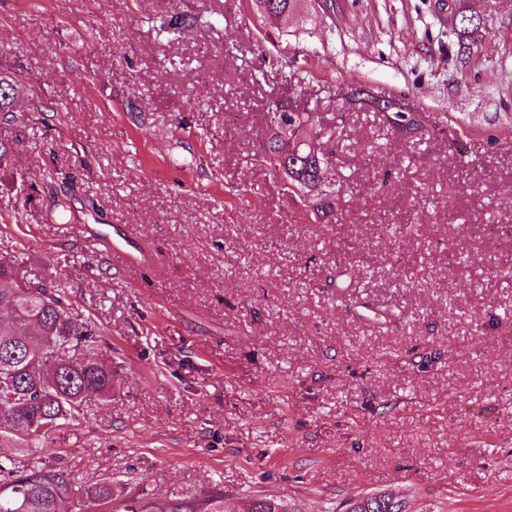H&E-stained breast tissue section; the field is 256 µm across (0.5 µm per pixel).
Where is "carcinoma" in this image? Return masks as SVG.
Returning <instances> with one entry per match:
<instances>
[{
  "label": "carcinoma",
  "instance_id": "carcinoma-1",
  "mask_svg": "<svg viewBox=\"0 0 512 512\" xmlns=\"http://www.w3.org/2000/svg\"><path fill=\"white\" fill-rule=\"evenodd\" d=\"M274 5L280 16L303 8L305 0H251L255 11ZM454 28L462 59L469 58V39L479 31L483 18L475 0L455 2ZM301 140L283 151L277 133L259 144V161L274 171L288 170L291 194L306 196L316 191V208L334 211L335 191L319 177L332 167L335 150L330 141L314 152L311 139L321 137L315 112L295 117ZM386 120L396 129L411 131L423 125L411 112H391ZM13 266L0 260V308L14 314L12 324L0 323V445L25 451H42L52 444L60 426L84 414L89 404L112 397L116 373L112 365L95 359L88 350L98 342V329L88 318L72 311L57 280L47 278L27 287L11 284ZM78 492L69 475L38 462L23 464L0 456V512H73ZM88 508L112 503V483L85 491ZM122 512H235L224 492L213 490L194 499L172 500L159 505L148 498L130 499ZM249 512H288V505L272 496L256 499ZM352 512H405L404 503L392 497L368 496Z\"/></svg>",
  "mask_w": 512,
  "mask_h": 512
}]
</instances>
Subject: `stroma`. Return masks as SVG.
<instances>
[{
    "instance_id": "stroma-1",
    "label": "stroma",
    "mask_w": 512,
    "mask_h": 512,
    "mask_svg": "<svg viewBox=\"0 0 512 512\" xmlns=\"http://www.w3.org/2000/svg\"><path fill=\"white\" fill-rule=\"evenodd\" d=\"M483 8L464 66L443 0H0V257L119 375L44 463L117 502L512 512V0ZM275 100L319 112L332 214L254 161ZM404 503L393 497L368 496L359 500L352 512H405Z\"/></svg>"
}]
</instances>
